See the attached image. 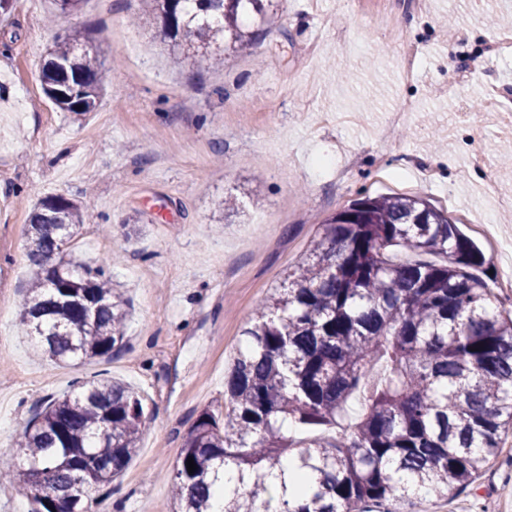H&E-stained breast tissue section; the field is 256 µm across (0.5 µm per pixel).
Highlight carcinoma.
Instances as JSON below:
<instances>
[{
    "instance_id": "carcinoma-1",
    "label": "carcinoma",
    "mask_w": 512,
    "mask_h": 512,
    "mask_svg": "<svg viewBox=\"0 0 512 512\" xmlns=\"http://www.w3.org/2000/svg\"><path fill=\"white\" fill-rule=\"evenodd\" d=\"M163 37L245 51L273 0H140ZM90 37L57 38L43 93L63 112L86 114L101 98ZM87 207L62 194L32 205L25 251L33 267L22 322L60 361L110 358L124 342L127 302L106 263L62 261ZM306 257L262 299L224 381V415L205 410L183 439L172 478L177 512H211L233 464L240 486L224 512H360L446 495L474 483L512 428V308L492 300L469 270L484 264L448 213L404 194L364 197L320 225ZM145 428L141 394L109 377L76 381L46 398L19 447L17 490L34 512H84L133 461ZM336 430V436L321 435ZM193 458L194 473L186 462ZM281 477L272 499L266 472Z\"/></svg>"
}]
</instances>
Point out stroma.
<instances>
[{"instance_id":"obj_1","label":"stroma","mask_w":512,"mask_h":512,"mask_svg":"<svg viewBox=\"0 0 512 512\" xmlns=\"http://www.w3.org/2000/svg\"><path fill=\"white\" fill-rule=\"evenodd\" d=\"M286 0L251 52L218 68L172 52L140 0H83L47 25L51 0H14L0 18V512L15 494L18 447L47 395L104 375L145 400L137 456L93 512H173L171 475L203 410L222 413L224 379L260 300L313 246L331 214L365 196L418 195L447 209L485 256L488 284L512 273V133L482 112L459 122L447 88L480 107L512 95V0ZM390 16L376 28L372 19ZM78 27L103 62L97 109H58L42 90L56 34ZM421 53L412 79L406 46ZM408 102L404 122L392 109ZM93 215L74 263H107L127 299L111 359L45 354L21 322L33 193ZM235 196L240 210L214 203ZM398 512H512V431L474 485Z\"/></svg>"}]
</instances>
